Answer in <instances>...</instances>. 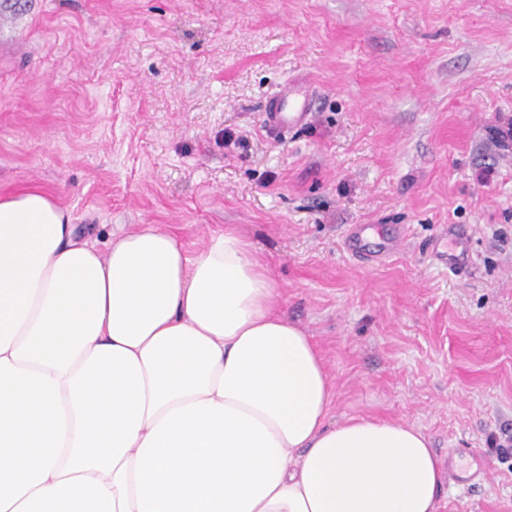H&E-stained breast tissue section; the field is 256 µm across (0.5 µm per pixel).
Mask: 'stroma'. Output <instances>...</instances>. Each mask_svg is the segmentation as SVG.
Returning <instances> with one entry per match:
<instances>
[{"label":"stroma","instance_id":"35a3bbf8","mask_svg":"<svg viewBox=\"0 0 512 512\" xmlns=\"http://www.w3.org/2000/svg\"><path fill=\"white\" fill-rule=\"evenodd\" d=\"M287 82L311 114L279 134ZM511 122L512 0H0V194L52 195L102 247L236 226L321 353L329 422L482 454L439 512H512ZM356 224L400 250L352 255Z\"/></svg>","mask_w":512,"mask_h":512}]
</instances>
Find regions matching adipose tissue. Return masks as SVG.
Segmentation results:
<instances>
[{
    "instance_id": "ef3b65f1",
    "label": "adipose tissue",
    "mask_w": 512,
    "mask_h": 512,
    "mask_svg": "<svg viewBox=\"0 0 512 512\" xmlns=\"http://www.w3.org/2000/svg\"><path fill=\"white\" fill-rule=\"evenodd\" d=\"M332 400L236 228L102 249L40 190L0 196V512H437L427 436L328 424Z\"/></svg>"
}]
</instances>
